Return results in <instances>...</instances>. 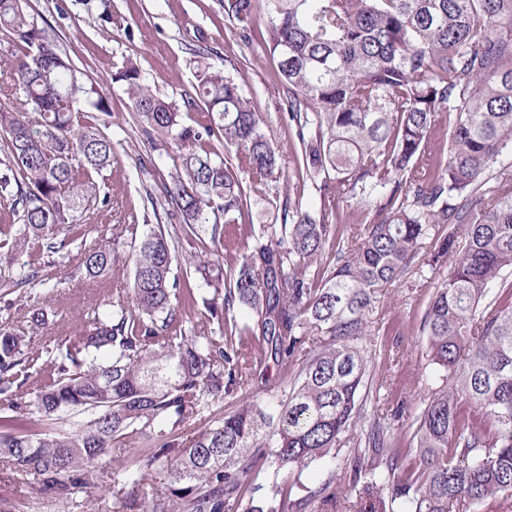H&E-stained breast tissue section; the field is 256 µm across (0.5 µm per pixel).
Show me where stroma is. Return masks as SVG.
Segmentation results:
<instances>
[{"label": "stroma", "mask_w": 512, "mask_h": 512, "mask_svg": "<svg viewBox=\"0 0 512 512\" xmlns=\"http://www.w3.org/2000/svg\"><path fill=\"white\" fill-rule=\"evenodd\" d=\"M28 4L75 68L98 81L107 93L112 115L106 132L115 146L116 161L102 182L109 204L81 218L82 238L68 250L43 254L30 265L24 257L0 250V330H27L36 309L46 318L43 334L33 339L41 360L29 370L30 377L18 393L22 399L30 398L39 385L45 361L65 353L91 304L131 284L128 265L86 278L78 268L83 244L115 239L120 252L131 254V237L124 225L159 223L163 183L180 162L176 146L148 140L135 120L125 84L115 78L125 60L137 64L159 97L177 100L197 82L198 54L208 55L226 74L233 73L234 60L247 59L243 89L265 133L282 156H291L294 148L283 117L284 93L277 66L260 36L266 14H259L257 32L248 39L227 24L222 0H28ZM107 7L112 10L108 23L101 19ZM457 260V253L451 252L439 270L410 269L401 281L386 288L371 316L380 332L372 339L377 353L370 372L391 375L388 406L400 400L414 406L427 396L421 317L438 279ZM24 273L31 276L25 283L20 280ZM153 451V442L143 439L111 449L83 492L68 503L44 496L32 477L0 465V503L11 512H123L114 469L144 474L149 488L169 480L165 469L148 467Z\"/></svg>", "instance_id": "1"}]
</instances>
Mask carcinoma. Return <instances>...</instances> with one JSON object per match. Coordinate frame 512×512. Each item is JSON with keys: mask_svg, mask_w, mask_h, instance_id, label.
<instances>
[{"mask_svg": "<svg viewBox=\"0 0 512 512\" xmlns=\"http://www.w3.org/2000/svg\"><path fill=\"white\" fill-rule=\"evenodd\" d=\"M25 2L0 0V197L4 219L21 224L0 248L35 257L67 249L76 233L54 229L107 203L98 177L115 147L102 130L107 94ZM223 6L231 27L255 29L260 0ZM265 31L296 138L294 196L280 201V155L236 78L201 55L194 93L179 104L126 60L119 79L144 132L185 150L163 185L166 216L213 244L216 260L195 265L209 296L174 271L168 226L148 225L130 289L92 305L33 396L11 405L49 428L16 434L0 414V460L68 499L112 446L163 441L148 465L165 467L169 483L142 497L143 477L127 474L125 512H507L512 306L489 296L512 268V164L502 163L512 154V0H268ZM317 178L311 209L302 199ZM344 193L364 211L347 235ZM259 204L272 223L253 224ZM431 236L459 259L422 316L434 385L418 408L393 410L414 427L413 446L400 448L381 404L392 381H374L371 404L361 397L365 337L380 293ZM120 259L96 241L79 267L96 278ZM198 304L220 335L183 328L179 315ZM44 325L38 309L29 334L0 332L1 395L29 378L24 350ZM270 362L297 366L291 388L241 400L267 384ZM205 401L231 411L187 446L166 440ZM63 413L79 420L55 432ZM325 458L335 463L327 480L292 500L290 477Z\"/></svg>", "mask_w": 512, "mask_h": 512, "instance_id": "carcinoma-1", "label": "carcinoma"}]
</instances>
